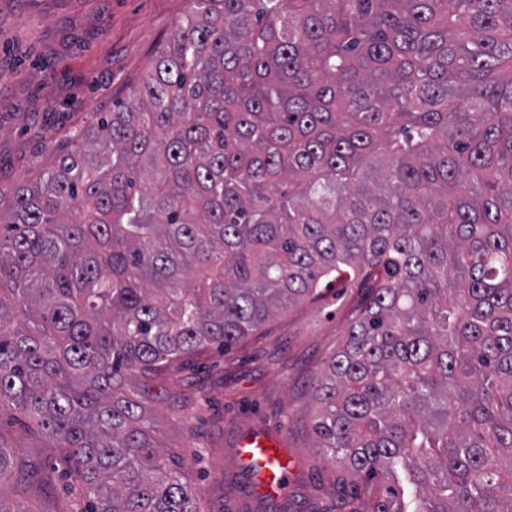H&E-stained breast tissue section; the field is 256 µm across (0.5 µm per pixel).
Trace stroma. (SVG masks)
<instances>
[{
    "label": "stroma",
    "instance_id": "35a3bbf8",
    "mask_svg": "<svg viewBox=\"0 0 512 512\" xmlns=\"http://www.w3.org/2000/svg\"><path fill=\"white\" fill-rule=\"evenodd\" d=\"M191 0H0V192L38 179L71 151L76 128L132 97ZM358 289L324 291L241 343L211 347L149 391L153 437L202 491L201 512H351L362 481L316 448L313 380L342 344ZM294 462L287 494L263 496L236 464L256 432ZM0 433L51 474L39 512H84L53 441L0 411Z\"/></svg>",
    "mask_w": 512,
    "mask_h": 512
}]
</instances>
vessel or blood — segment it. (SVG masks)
Instances as JSON below:
<instances>
[{
  "mask_svg": "<svg viewBox=\"0 0 512 512\" xmlns=\"http://www.w3.org/2000/svg\"><path fill=\"white\" fill-rule=\"evenodd\" d=\"M237 458L256 471L261 489L279 494L287 491L292 469L281 437L267 433L249 436L241 442Z\"/></svg>",
  "mask_w": 512,
  "mask_h": 512,
  "instance_id": "obj_1",
  "label": "vessel or blood"
}]
</instances>
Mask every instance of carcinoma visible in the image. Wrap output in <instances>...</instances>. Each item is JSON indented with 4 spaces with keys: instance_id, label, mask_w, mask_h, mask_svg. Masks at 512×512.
<instances>
[{
    "instance_id": "carcinoma-1",
    "label": "carcinoma",
    "mask_w": 512,
    "mask_h": 512,
    "mask_svg": "<svg viewBox=\"0 0 512 512\" xmlns=\"http://www.w3.org/2000/svg\"><path fill=\"white\" fill-rule=\"evenodd\" d=\"M335 285L316 447L369 512H512V0H192L0 198V409L86 512H200L149 388ZM35 464L0 434V483Z\"/></svg>"
}]
</instances>
